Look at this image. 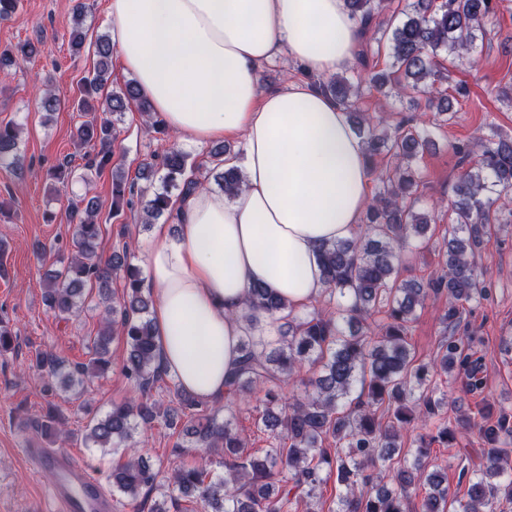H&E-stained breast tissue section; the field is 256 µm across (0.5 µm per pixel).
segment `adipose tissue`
<instances>
[{"instance_id": "obj_1", "label": "adipose tissue", "mask_w": 512, "mask_h": 512, "mask_svg": "<svg viewBox=\"0 0 512 512\" xmlns=\"http://www.w3.org/2000/svg\"><path fill=\"white\" fill-rule=\"evenodd\" d=\"M124 71L182 141L239 139L235 198L196 190L154 228L147 255L160 362L198 398L224 396L239 356L238 314L260 284L309 307L324 288L316 249L352 239L372 198L364 147L341 106L309 76L351 66L361 27L344 0H110ZM288 58L305 78L262 87Z\"/></svg>"}]
</instances>
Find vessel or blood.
I'll return each mask as SVG.
<instances>
[{
	"instance_id": "obj_1",
	"label": "vessel or blood",
	"mask_w": 512,
	"mask_h": 512,
	"mask_svg": "<svg viewBox=\"0 0 512 512\" xmlns=\"http://www.w3.org/2000/svg\"><path fill=\"white\" fill-rule=\"evenodd\" d=\"M29 458L48 462L55 471L49 496L55 512H112V499L86 463L70 452L28 449Z\"/></svg>"
}]
</instances>
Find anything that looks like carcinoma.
I'll return each mask as SVG.
<instances>
[{
	"label": "carcinoma",
	"mask_w": 512,
	"mask_h": 512,
	"mask_svg": "<svg viewBox=\"0 0 512 512\" xmlns=\"http://www.w3.org/2000/svg\"><path fill=\"white\" fill-rule=\"evenodd\" d=\"M348 12L360 21L365 48L355 56L356 77L336 76L319 87L333 95L367 145L368 158L385 154L390 165L377 174L378 188L353 240L323 243L318 249L324 292L336 306L312 309L304 316L288 311V304L261 286L248 290L239 317L248 334L239 344L240 361L224 383V404L246 405L253 394L262 395L263 409L253 417L254 426L267 435L268 448L253 451L244 430L228 418H218V402L202 400L181 390L157 359L156 329L151 317L150 293L142 288L139 269L129 260L124 241L104 257L97 251L101 227L99 204L86 193L70 202L75 223L69 255L57 254L60 267L44 279L43 296L49 310L59 316L80 312L86 288L98 290L96 307L103 308L95 335L89 337L90 358L70 365L49 350H37L30 367L57 387L81 389L112 367L110 344L119 336L126 344L122 373L135 389L132 399L112 404L103 416L86 426L83 439L99 448H120L134 441L138 429L154 423L177 438L173 451L183 443L198 449L197 458L182 464L167 477L149 458L133 455L110 468L106 481L112 491L128 499L131 512H143L141 496L161 490V499L148 512H449L448 479L438 468H429L433 444L455 439L459 432L477 431L489 444L481 463L465 457L459 480L468 483L467 500L458 512H496L494 504H512V462L509 449L498 447L500 436L512 435V414L502 411L492 425L471 416H459L448 427L443 417L447 393L434 385L436 375L463 378L467 392L483 391L487 377L479 355L480 337L461 328L466 305L490 295L475 256L491 226L512 224V209L499 205L502 194L512 190V139L489 124L491 134L474 143L455 146L462 160L477 155L476 163L460 174L448 208V237L433 245L438 270L427 283L401 278V253L416 239L430 246L427 232L434 216L417 207L422 176L419 156L434 144L433 132L453 118L452 96L443 92V61L474 58L486 36L485 20L496 0H411L400 19L386 17L392 0H344ZM85 5L72 15L70 43L75 51L85 45ZM97 57L82 78L78 110L93 116L74 134L84 153L82 172L67 155L51 171L58 182L70 177L88 183L112 165V144L117 123L131 106L146 116L149 127L161 130L152 106L138 84L100 97L109 80L114 45L100 36L93 43ZM387 49V67L377 69L372 59ZM38 54L26 41L0 52V72L30 62ZM366 91L384 98H403L417 108L436 110V123L428 127L414 119L390 124L371 123L360 110ZM20 129L0 125V167L20 170ZM231 147L209 153L208 163L196 162L185 152L170 148L161 155L164 175L159 188L141 187L122 170L112 172V209L119 212L140 205L141 222L150 224L172 214L173 196H185L204 186L208 166H224ZM222 189L235 197L245 184L242 170L221 173ZM122 282L120 292L112 283ZM433 297L445 300L443 314L449 334L428 362L411 352L408 339L416 311ZM278 318L285 329L275 338L256 336L261 318ZM297 382L301 392L287 397L284 386ZM365 387L354 397L356 385ZM173 393L176 406H163L158 391ZM433 422V429L414 436L415 448L403 452L404 434ZM38 427L55 437L69 438L54 407H48ZM224 474L212 469L213 457ZM425 475L419 500H411L413 472ZM345 487L336 507L324 508L323 487L331 475ZM496 477L491 483L486 477Z\"/></svg>",
	"instance_id": "cac0c4a2"
}]
</instances>
